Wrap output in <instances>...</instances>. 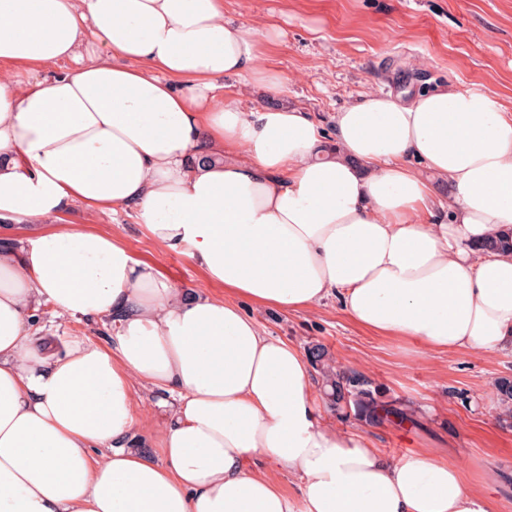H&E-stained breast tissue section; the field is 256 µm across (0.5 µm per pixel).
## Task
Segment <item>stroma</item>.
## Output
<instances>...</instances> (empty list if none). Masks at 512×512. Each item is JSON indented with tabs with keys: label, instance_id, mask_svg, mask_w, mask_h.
Wrapping results in <instances>:
<instances>
[{
	"label": "stroma",
	"instance_id": "stroma-1",
	"mask_svg": "<svg viewBox=\"0 0 512 512\" xmlns=\"http://www.w3.org/2000/svg\"><path fill=\"white\" fill-rule=\"evenodd\" d=\"M224 15L260 32L276 30L265 63L282 82L279 93L231 77L227 86L243 109L290 104L308 112L335 145L331 117L365 92L409 99L449 84L484 93L512 109V0H225ZM83 224L112 232L142 260L154 263L176 286L221 296L177 250L154 245L136 209L95 212L76 206L62 222L27 230ZM266 335L300 351L323 346L336 369L371 380L382 401L404 409L375 423L339 416L326 401L323 418L339 429H360L384 455L425 449L459 463L467 484L483 488L496 473L495 512H512V427L503 425L495 383L512 379V352L436 354L403 340L376 336L353 324L336 299L299 314L249 307ZM44 336L57 346L84 338L107 342L112 324L39 315Z\"/></svg>",
	"mask_w": 512,
	"mask_h": 512
}]
</instances>
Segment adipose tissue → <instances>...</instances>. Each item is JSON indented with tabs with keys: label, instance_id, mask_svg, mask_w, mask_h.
Here are the masks:
<instances>
[{
	"label": "adipose tissue",
	"instance_id": "obj_1",
	"mask_svg": "<svg viewBox=\"0 0 512 512\" xmlns=\"http://www.w3.org/2000/svg\"><path fill=\"white\" fill-rule=\"evenodd\" d=\"M262 58L224 0H0V220L133 207L226 292L175 286L82 226L0 251V512H292L259 458L299 478L303 512H493L458 463L328 425L299 348L241 304L334 296L433 352L512 349V252L486 246L512 227V113L452 86L367 92L334 115L329 156L309 113L220 91L279 92ZM43 306L111 319L110 341L47 350ZM138 385L164 411L147 435Z\"/></svg>",
	"mask_w": 512,
	"mask_h": 512
}]
</instances>
